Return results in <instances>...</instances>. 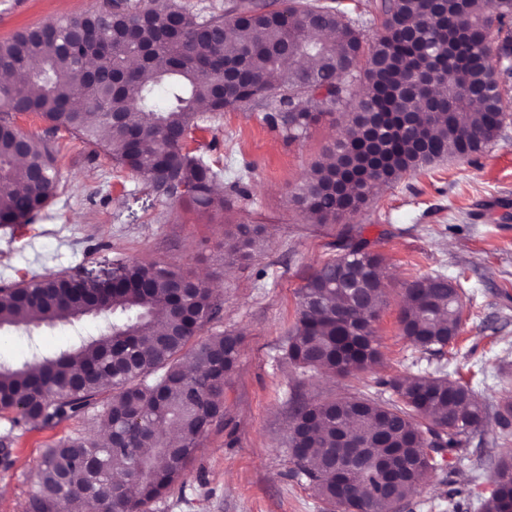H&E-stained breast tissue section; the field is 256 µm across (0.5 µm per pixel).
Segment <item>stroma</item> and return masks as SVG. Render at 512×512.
I'll list each match as a JSON object with an SVG mask.
<instances>
[{"instance_id":"stroma-1","label":"stroma","mask_w":512,"mask_h":512,"mask_svg":"<svg viewBox=\"0 0 512 512\" xmlns=\"http://www.w3.org/2000/svg\"><path fill=\"white\" fill-rule=\"evenodd\" d=\"M105 0H0V39L63 17L77 18ZM498 137L471 160H448L382 186L347 217L385 260V301L375 322L382 354L360 380L305 377L283 356L296 322L297 290L339 252L341 226L313 223L288 203L290 192L336 137L322 122L295 141L284 139L265 108L210 115L186 146L223 168L217 186L228 192L243 177L246 196L234 208L198 212L151 191L119 170L110 154L79 135L53 130L34 114L15 117L25 134L58 144L59 189L39 219L0 227V284L48 273H98L130 257L156 261L209 280L219 310L206 332L244 336L238 363L224 387V422L203 440L182 486L154 512H321L308 483L292 474L285 446L295 399L322 400L367 392L388 398L389 379L445 370L468 383L483 404V427L444 452L431 479L402 512H479L493 489V455L512 449V425L498 418L512 400V79L503 93ZM263 224L268 241L249 264L226 267L217 245L228 224ZM441 273L462 289L457 340L441 355L417 351L398 315L408 282ZM100 323L42 324L0 331V363L13 367L34 353L72 347L98 335ZM92 421L16 428L15 459L0 469V512H21L43 451Z\"/></svg>"}]
</instances>
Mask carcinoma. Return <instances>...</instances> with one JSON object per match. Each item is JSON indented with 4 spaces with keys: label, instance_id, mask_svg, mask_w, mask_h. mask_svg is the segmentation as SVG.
Listing matches in <instances>:
<instances>
[{
    "label": "carcinoma",
    "instance_id": "cac0c4a2",
    "mask_svg": "<svg viewBox=\"0 0 512 512\" xmlns=\"http://www.w3.org/2000/svg\"><path fill=\"white\" fill-rule=\"evenodd\" d=\"M512 0H383L373 41L341 4L322 0H225L224 12L196 20L178 0H110L73 20L26 27L0 40V74L21 72L26 89L0 81V226L32 224L59 187V148L21 132L13 118L33 113L54 130L81 135L155 190L200 212L229 210L213 188L222 177L182 138L204 112L269 107L293 141L322 119L342 122L289 194L318 224L361 210L383 184L449 158L470 159L497 136L501 87L512 77ZM503 67L485 60L492 31ZM435 77L419 100L405 83ZM344 254L322 263L298 289V316L284 358L302 374L355 377L378 362L374 321L384 303L381 255L344 228ZM267 238L263 224L224 230V264H247ZM115 282L48 274L0 287V329L34 320L112 317L97 336L21 367L0 364V468L13 464L16 427L99 420L118 446L75 433L45 449L23 512H137L167 498L203 439L224 421V385L239 359L241 333L202 335L216 314L210 289L179 295L190 275L132 259ZM463 303L443 274L406 288L398 322L417 350L441 353L457 338ZM195 372H187V365ZM395 401L360 395L296 402L287 445L294 475L335 512H394L438 469L423 452L428 437L453 448L486 415L473 389L439 370L396 377ZM362 457L364 466L340 473ZM121 471L125 481L113 480ZM481 512H512V455L498 458Z\"/></svg>",
    "mask_w": 512,
    "mask_h": 512
}]
</instances>
